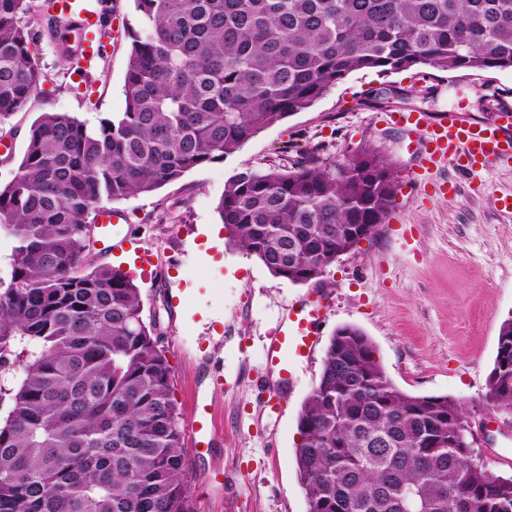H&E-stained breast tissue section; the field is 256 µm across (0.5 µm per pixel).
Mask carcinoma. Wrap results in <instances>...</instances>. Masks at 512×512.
<instances>
[{
	"mask_svg": "<svg viewBox=\"0 0 512 512\" xmlns=\"http://www.w3.org/2000/svg\"><path fill=\"white\" fill-rule=\"evenodd\" d=\"M141 25L125 111L95 126L44 112L0 185V512H194L187 448L157 317L121 269L87 262V217L237 152L309 109L349 74L512 69V0H133ZM0 0V121L42 84L20 15ZM399 176L370 144L338 163L313 147L246 169L217 206L229 239L307 284L383 224ZM488 402L512 411V318L500 328ZM463 404L413 395L357 327H339L298 416L307 512H512V476L474 460Z\"/></svg>",
	"mask_w": 512,
	"mask_h": 512,
	"instance_id": "1",
	"label": "carcinoma"
}]
</instances>
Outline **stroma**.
I'll return each mask as SVG.
<instances>
[{
  "label": "stroma",
  "instance_id": "35a3bbf8",
  "mask_svg": "<svg viewBox=\"0 0 512 512\" xmlns=\"http://www.w3.org/2000/svg\"><path fill=\"white\" fill-rule=\"evenodd\" d=\"M108 3L106 50L83 74L59 58L44 24H37L35 62L46 80L23 110L0 121V141L13 145L0 157L1 185L15 176L29 127L41 113L64 112L94 126L124 111L129 35L139 24L133 0ZM383 86L409 89L403 109L492 121L500 96L512 94V71H357L233 155L116 202L142 248L166 268L165 283L136 272L135 252L108 255L101 243L90 244L94 264L134 272L146 309L160 294L171 303L162 316L161 346L172 367L182 431L194 419L195 392L212 395L218 439L211 454L189 451L185 473L195 512H306L294 463L298 415L319 381L329 340L343 325L371 339L401 390L459 399L473 423L476 453L491 471L512 475V462L497 460L501 454L512 459V412L493 409L486 399L499 329L512 317V215L494 204L512 194V168L470 174L446 163L430 176L418 175L408 135L380 121L379 104L363 101ZM362 142L380 147L398 169L396 205L386 223L340 256L319 282L273 276L221 231L217 206L233 173L288 162L281 151L286 144L318 146L323 157L340 161ZM446 179L456 183L455 197L434 191V183ZM317 293L326 305L318 347L297 364L286 411L266 414L259 402L276 382L265 370L267 338L285 309ZM217 463L224 467L219 483L209 478Z\"/></svg>",
  "mask_w": 512,
  "mask_h": 512
}]
</instances>
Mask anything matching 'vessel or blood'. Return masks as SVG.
I'll return each mask as SVG.
<instances>
[{
    "label": "vessel or blood",
    "mask_w": 512,
    "mask_h": 512,
    "mask_svg": "<svg viewBox=\"0 0 512 512\" xmlns=\"http://www.w3.org/2000/svg\"><path fill=\"white\" fill-rule=\"evenodd\" d=\"M57 14L66 16L78 27L100 25L99 15L78 7L75 0H54ZM392 120L411 134L417 135V152L420 166L431 170L440 161L455 162L466 172H476L499 164L512 163V102L501 100L498 117L491 122H476L462 113L451 112L440 121L432 123L420 112L398 109ZM100 242L106 248H135L136 243L126 228L121 213L105 210L99 215L96 226ZM319 310L313 305L287 312L279 327L269 336L266 360L271 371L277 374V385L266 402L268 413L280 415L287 404L288 388L292 383V364L306 361L317 346ZM196 417L190 429L194 448L211 450L217 431L210 413L207 394L195 398Z\"/></svg>",
    "instance_id": "obj_1"
}]
</instances>
